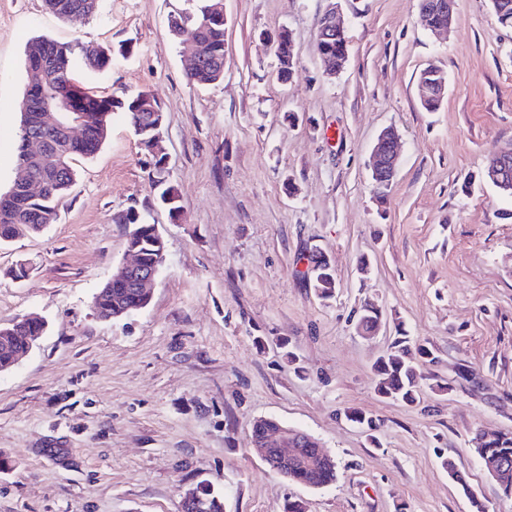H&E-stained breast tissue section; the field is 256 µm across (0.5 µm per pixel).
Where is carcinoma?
Segmentation results:
<instances>
[{"instance_id": "obj_1", "label": "carcinoma", "mask_w": 512, "mask_h": 512, "mask_svg": "<svg viewBox=\"0 0 512 512\" xmlns=\"http://www.w3.org/2000/svg\"><path fill=\"white\" fill-rule=\"evenodd\" d=\"M44 3L50 12L64 18L80 9L88 16L93 15L98 0H44ZM220 3L221 0H209L199 12L179 14L170 20V30L174 36L187 34L198 44L200 66L188 75L189 82L193 85H206L224 79V23L213 20L208 25L202 24L205 16ZM36 56L49 59V67H32L30 62ZM25 57L26 88L20 108L23 109L35 102L39 107L48 110L50 116L59 120L69 118V113L63 111L54 90L71 87L76 82L75 74L80 70L98 73L108 70L112 65L110 48L95 46L83 53L75 44L60 43L46 37L31 39L26 45ZM35 86L45 88V93L37 100L31 95V89ZM81 94L88 102L100 101L109 106L108 111L98 113L95 118L85 149L65 156L49 151L40 157H30L25 153V140L29 131L20 129L17 165H26L30 175L41 181L42 190L36 195L18 191L11 195L0 194V239H14L25 232L36 233L41 231V225L53 222L57 206L73 182L72 161L77 156L91 157L99 150L108 135L112 114L123 113L130 125L135 128L141 121L140 96L147 95L152 98L154 105H159L155 95L146 90L139 94L118 97L97 96L83 87ZM148 177L159 189V198L179 197L177 189L169 179L168 169L159 167V162L154 159L151 160ZM112 222L132 225L129 239L140 244L145 260H152L157 251L155 225L146 224L135 218L129 208L116 212ZM321 264V256L313 255L309 273L318 295L323 299H329L335 293L336 278L333 271L322 270ZM137 297L139 294L135 290L114 284L110 288V293L104 295L99 302L97 317L104 320L115 315L135 303ZM407 349L406 337L402 336L396 339L389 352L377 359L374 364V370L379 376L376 390L384 398L413 403L419 396V383L415 369L404 360L403 352ZM278 427L279 422L273 419H260L252 427V439H264ZM476 452L489 461L512 462V436L502 435L487 442L485 447L476 449ZM288 476L289 481L295 484L322 488L336 481L337 468L320 456L315 443L302 439L297 442V447L288 452ZM194 497L196 512H224L223 501L209 487H197L194 490Z\"/></svg>"}]
</instances>
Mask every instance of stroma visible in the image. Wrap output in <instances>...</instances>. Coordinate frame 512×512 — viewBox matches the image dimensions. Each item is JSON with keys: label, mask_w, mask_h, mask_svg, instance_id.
Segmentation results:
<instances>
[{"label": "stroma", "mask_w": 512, "mask_h": 512, "mask_svg": "<svg viewBox=\"0 0 512 512\" xmlns=\"http://www.w3.org/2000/svg\"><path fill=\"white\" fill-rule=\"evenodd\" d=\"M203 0H99L65 21L44 0H0V193L17 174L25 47L44 36L112 46L111 67L78 73L100 96L153 92L183 206L171 219L132 127L113 115L52 224L0 246V325L29 313L45 333L0 373V512H180L204 483L224 512H512L476 453L512 434V197L484 179L512 143V30L489 0H455L443 32L419 0H340L350 44L336 76L316 50L327 0H224V79L189 84L188 42L171 14ZM288 28L294 64L277 78L271 35ZM444 69L428 112L417 80ZM394 127L400 166L386 203L370 156ZM136 208L165 260L150 305L103 321L93 297L127 261ZM322 252L336 290L321 301L306 270ZM29 274L13 281L12 267ZM376 305L381 327L361 336ZM420 402L381 397L374 364L399 332ZM373 415L374 436L347 422ZM312 435L335 483L288 482L252 450L255 419ZM452 460L461 481L443 467Z\"/></svg>", "instance_id": "35a3bbf8"}]
</instances>
